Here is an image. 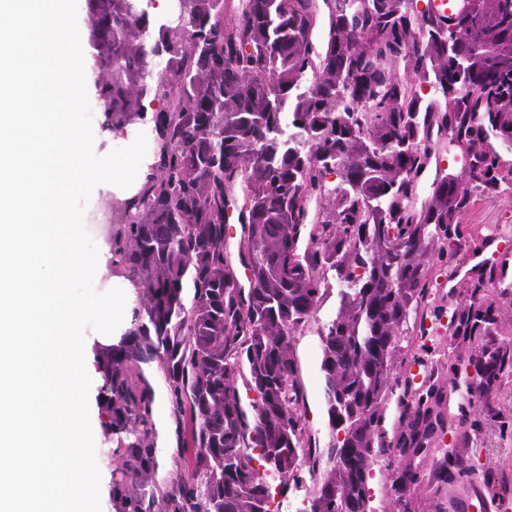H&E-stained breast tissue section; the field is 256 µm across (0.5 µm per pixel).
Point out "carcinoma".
I'll use <instances>...</instances> for the list:
<instances>
[{"label": "carcinoma", "mask_w": 512, "mask_h": 512, "mask_svg": "<svg viewBox=\"0 0 512 512\" xmlns=\"http://www.w3.org/2000/svg\"><path fill=\"white\" fill-rule=\"evenodd\" d=\"M104 127L152 137L150 176L112 201V266L137 289L131 328L97 359L113 512H370L385 455L395 512H411L412 458L446 428L461 447L501 416L512 378V259L468 272L448 316V385L476 418L451 423L442 390L403 394L381 423L434 267L480 237L472 195L512 186V0H86ZM493 45L496 54L473 68ZM448 151L460 171L442 169ZM237 212L232 259L224 224ZM248 273L241 282L239 269ZM318 327L328 447L312 441L296 358ZM160 369L161 382L154 379ZM254 394L245 402L243 393ZM179 430L158 479L153 416ZM437 477L474 472L448 451ZM154 419L159 431V445L163 450V467L159 476H165L175 469L172 465V456L177 446L176 423L171 413L168 400L164 397L157 398L154 404Z\"/></svg>", "instance_id": "obj_1"}]
</instances>
